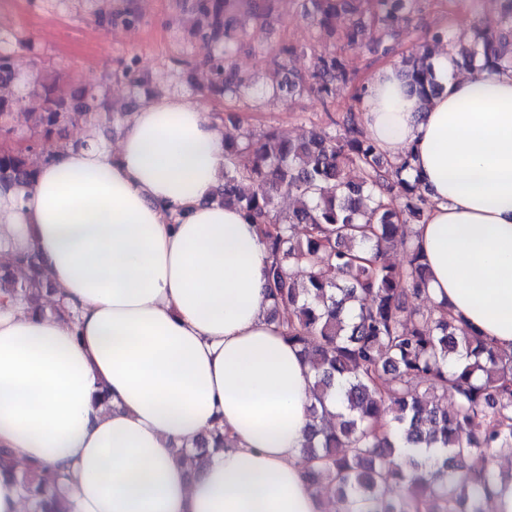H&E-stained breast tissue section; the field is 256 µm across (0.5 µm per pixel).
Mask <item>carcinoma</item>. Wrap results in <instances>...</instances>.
<instances>
[{"label": "carcinoma", "instance_id": "cac0c4a2", "mask_svg": "<svg viewBox=\"0 0 512 512\" xmlns=\"http://www.w3.org/2000/svg\"><path fill=\"white\" fill-rule=\"evenodd\" d=\"M241 0H192L198 29L213 46L204 62L210 91L239 96L250 87L230 59L241 33L235 11ZM372 27L358 19L348 38L366 37L382 45L393 37L412 0H375ZM310 13L320 37L333 39L340 13H356L360 0H310ZM100 17H117L135 28L138 11L125 6L112 11V0ZM498 33L482 32L470 48L455 53V62L472 67L480 56L491 68H512V0H505ZM427 37L422 50L402 61L401 72L422 101L440 89ZM57 72H45L34 84L35 104L13 96L19 76L0 54V134L11 133V112H27V149L0 147V190L32 184L38 165L63 148L62 134L79 120L93 126L110 117L106 83L93 79L69 95L56 93ZM351 82L333 53L316 58L312 72L272 80L271 96L314 92L336 98V85ZM343 132L314 129L293 140L274 131L255 139L245 135L225 143L222 204L234 206L268 225L265 240L271 256L268 269L272 316L288 312V343L299 349L313 372L310 423L300 448L307 458L310 483L355 512H484L493 488L512 479L499 473L492 460L503 450L512 455V353L501 351L479 333L455 324L449 312L431 304L424 288L427 264L413 247L405 227L423 221L429 200L402 177L406 163H392L365 135L354 109L330 118ZM253 157L242 168L238 158ZM361 173L356 183L348 171ZM405 196L403 207L392 204L393 190ZM294 197L296 205L282 216L277 196ZM303 227V237L296 229ZM376 255L366 259L364 250ZM404 250L408 265L400 268L389 253ZM28 275L17 280L13 267ZM50 281L29 255L0 261V303L24 305L44 313L60 312L40 304L53 293ZM453 407H448V400ZM387 422L403 438L396 443L376 431ZM224 450L220 430L178 449V459L197 469ZM0 474L14 478L33 512H68L58 492V474L32 465L16 468L12 454L0 448Z\"/></svg>", "mask_w": 512, "mask_h": 512}]
</instances>
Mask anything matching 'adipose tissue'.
Here are the masks:
<instances>
[{"instance_id":"obj_1","label":"adipose tissue","mask_w":512,"mask_h":512,"mask_svg":"<svg viewBox=\"0 0 512 512\" xmlns=\"http://www.w3.org/2000/svg\"><path fill=\"white\" fill-rule=\"evenodd\" d=\"M420 104L381 66L364 132L430 201L425 288L512 352V68L448 74ZM224 132L149 98L116 149L87 139L0 190V256L45 265L67 317L0 306V447L65 473L69 512H327L299 451L313 377L268 309L262 225L215 202ZM221 430L197 472L176 449Z\"/></svg>"}]
</instances>
